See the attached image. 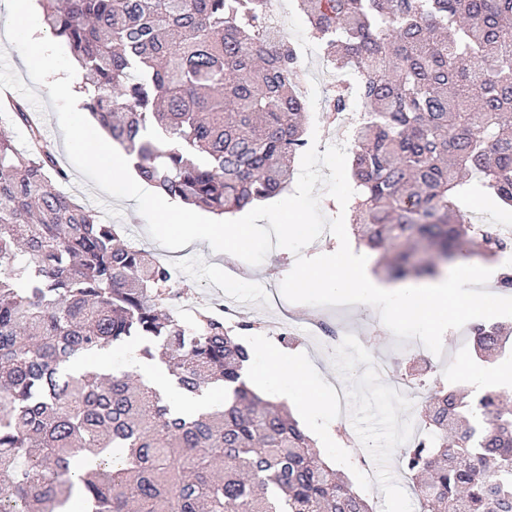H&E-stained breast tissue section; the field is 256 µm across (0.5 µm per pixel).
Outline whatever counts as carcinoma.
Instances as JSON below:
<instances>
[{
	"mask_svg": "<svg viewBox=\"0 0 512 512\" xmlns=\"http://www.w3.org/2000/svg\"><path fill=\"white\" fill-rule=\"evenodd\" d=\"M90 90L86 109L161 192L233 214L288 188L307 145L303 73L269 33L274 0H39ZM311 36L347 68L366 122L352 144L357 240L385 277L434 276L512 237L458 208L472 182L512 207V0H300ZM34 152L0 129V512H374L320 459L283 404L244 379L249 351L207 311L170 308L187 285L119 243L116 225L51 184L66 174L23 105ZM478 354L506 344L478 323ZM132 338L188 395L178 410L128 373L72 374L76 356ZM401 451L421 512H512V405L494 390L434 392Z\"/></svg>",
	"mask_w": 512,
	"mask_h": 512,
	"instance_id": "1",
	"label": "carcinoma"
}]
</instances>
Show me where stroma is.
<instances>
[{
    "instance_id": "35a3bbf8",
    "label": "stroma",
    "mask_w": 512,
    "mask_h": 512,
    "mask_svg": "<svg viewBox=\"0 0 512 512\" xmlns=\"http://www.w3.org/2000/svg\"><path fill=\"white\" fill-rule=\"evenodd\" d=\"M278 15L285 38L298 50L304 81L308 87L306 133H317L320 147L337 144L334 125L319 121L322 101L330 89L333 70L324 69L323 51L309 34V23L297 0H278ZM32 113L41 128L45 142L52 148L58 166L67 178L61 189L81 204L92 208L101 220L120 225L126 242L137 244L156 259L171 266L181 280L190 285L188 303H205L215 299L236 308L243 319L265 320L276 311L267 298L262 283L267 279L282 281L290 266L284 249H273L258 266L242 264L244 278L234 287H226L224 277L216 271L223 265L222 256L213 254L207 247L190 244L169 250L152 240L147 234L146 222L133 203L117 199L101 191L91 180L78 172L71 164L65 147L64 136L57 116L51 106L46 87L34 84L19 52L7 41L5 24L0 20V89ZM292 311L301 321H321L344 330H351L357 339L353 348H336L326 336H300L292 345V352L305 355L313 366L312 377L316 384L334 392L336 385L345 389V416L333 410L302 421L307 435L317 430L331 431L332 438L321 451L328 462L344 469L356 490L364 488L363 462L376 457L379 462L377 479L378 496L371 502L376 512H395L400 500L416 504L411 485L400 480L396 465L402 444L395 432L400 422L396 403L380 404L379 398L401 375L412 349L420 347V340L396 342L382 323L378 312L367 305L316 307L305 304L293 305ZM467 329L447 331L443 337L444 352L436 358L433 382L448 389L467 387V380L460 374L462 363L474 362L475 354L466 342ZM379 358L390 363L382 378L372 377L365 366L369 359Z\"/></svg>"
}]
</instances>
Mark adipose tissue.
Here are the masks:
<instances>
[{
    "label": "adipose tissue",
    "mask_w": 512,
    "mask_h": 512,
    "mask_svg": "<svg viewBox=\"0 0 512 512\" xmlns=\"http://www.w3.org/2000/svg\"><path fill=\"white\" fill-rule=\"evenodd\" d=\"M9 12L15 28L22 36L21 45L25 53L39 61L43 71H51L53 62L50 54L39 29L31 23L30 0H10ZM254 345L261 350L265 360L281 369L277 375L263 370L255 372L256 386L278 385L284 395L297 397L307 408L320 406L326 401V392L316 386L310 375V364L307 359L282 356L278 351L268 349L264 337L261 336L255 337ZM130 369L140 374L152 387L168 394L176 408L205 410L218 405L220 401L219 396L212 391L200 396L180 393L173 387L169 372L164 366L138 360L131 364Z\"/></svg>",
    "instance_id": "1"
}]
</instances>
